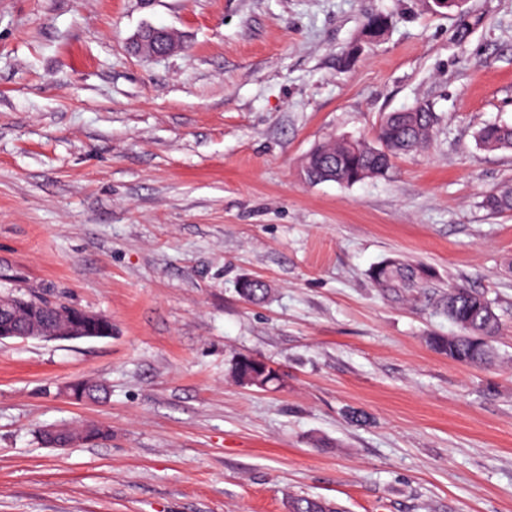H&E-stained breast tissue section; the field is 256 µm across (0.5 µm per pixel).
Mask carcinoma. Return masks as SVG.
Instances as JSON below:
<instances>
[{
    "mask_svg": "<svg viewBox=\"0 0 512 512\" xmlns=\"http://www.w3.org/2000/svg\"><path fill=\"white\" fill-rule=\"evenodd\" d=\"M418 112H390L377 128L375 141L351 146L338 139L318 145L305 160L308 180L323 181L324 173L336 168V182L353 186L367 179L386 175L392 159L427 147L438 115L431 104L419 103ZM479 145L488 151L512 148V126L488 124L477 131ZM482 206L492 213L512 211V182L505 183L487 194ZM374 285L382 291L403 298L430 287L433 271L430 267L409 264L399 258H389L369 271ZM239 294L253 301L265 298L267 285L260 279L244 277L238 283ZM431 307L436 314L448 317L461 329L458 336H430L429 345L436 351L461 364L486 365L495 358L494 338L499 332V318L486 297L475 290L454 287L434 297ZM234 379L261 378L271 384L278 380L275 370L257 358L242 356L231 369ZM289 512H342L326 500L310 496H294L288 501Z\"/></svg>",
    "mask_w": 512,
    "mask_h": 512,
    "instance_id": "carcinoma-1",
    "label": "carcinoma"
}]
</instances>
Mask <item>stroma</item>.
Returning a JSON list of instances; mask_svg holds the SVG:
<instances>
[{
	"label": "stroma",
	"mask_w": 512,
	"mask_h": 512,
	"mask_svg": "<svg viewBox=\"0 0 512 512\" xmlns=\"http://www.w3.org/2000/svg\"><path fill=\"white\" fill-rule=\"evenodd\" d=\"M146 24L183 50L136 55ZM422 101L427 149L304 182L320 142ZM489 122L512 125V0H0V292L112 321L0 343V512H512V212L482 206L512 149L478 145ZM393 257L492 301L491 365L374 286ZM242 355L278 381L239 386ZM87 378L106 402L65 395ZM82 419L111 438H38ZM90 429L99 431L100 435L111 437L112 429L100 421H82L67 426H52L42 430L47 442L56 448H70L75 445L93 444L103 440H86V433ZM289 512H343L336 504L310 496H294L288 501Z\"/></svg>",
	"instance_id": "35a3bbf8"
}]
</instances>
